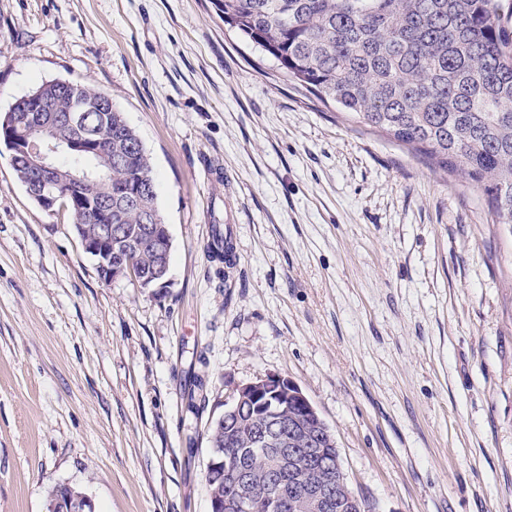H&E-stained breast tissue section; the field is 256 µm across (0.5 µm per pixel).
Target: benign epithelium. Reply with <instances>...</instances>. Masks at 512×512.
I'll list each match as a JSON object with an SVG mask.
<instances>
[{
    "instance_id": "obj_1",
    "label": "benign epithelium",
    "mask_w": 512,
    "mask_h": 512,
    "mask_svg": "<svg viewBox=\"0 0 512 512\" xmlns=\"http://www.w3.org/2000/svg\"><path fill=\"white\" fill-rule=\"evenodd\" d=\"M73 94L72 83L50 81L18 98L0 118V153L25 171L26 193L42 210L61 207L74 214L83 251L97 262L105 281L130 278L142 288L167 283L168 225L144 207L138 191L112 192V159L129 160L140 150L122 137H112V99L97 94L79 109L58 102ZM73 153L107 161L104 172L64 171L56 159ZM131 206L143 224L138 237L125 238L121 221ZM150 247L156 261L137 263L141 245ZM244 432L242 447L212 463L213 507L245 512L252 505L279 496L298 512H364L362 499L349 487L339 464L336 438L316 409L291 379L270 375L236 388L232 402L216 422L213 440L222 429ZM277 447L269 466L258 467L256 449ZM57 512H93V504L78 496L54 502Z\"/></svg>"
}]
</instances>
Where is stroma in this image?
<instances>
[{
	"instance_id": "35a3bbf8",
	"label": "stroma",
	"mask_w": 512,
	"mask_h": 512,
	"mask_svg": "<svg viewBox=\"0 0 512 512\" xmlns=\"http://www.w3.org/2000/svg\"><path fill=\"white\" fill-rule=\"evenodd\" d=\"M55 79L136 130L170 267L103 280L0 155V512L56 483L210 512L207 428L269 375L375 512H512V227L465 178L290 84L220 0H0V113Z\"/></svg>"
}]
</instances>
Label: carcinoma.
I'll use <instances>...</instances> for the list:
<instances>
[{
    "instance_id": "cac0c4a2",
    "label": "carcinoma",
    "mask_w": 512,
    "mask_h": 512,
    "mask_svg": "<svg viewBox=\"0 0 512 512\" xmlns=\"http://www.w3.org/2000/svg\"><path fill=\"white\" fill-rule=\"evenodd\" d=\"M224 24L284 76L432 164L467 177L512 226V30L501 0H221ZM156 206L152 165L112 189Z\"/></svg>"
}]
</instances>
